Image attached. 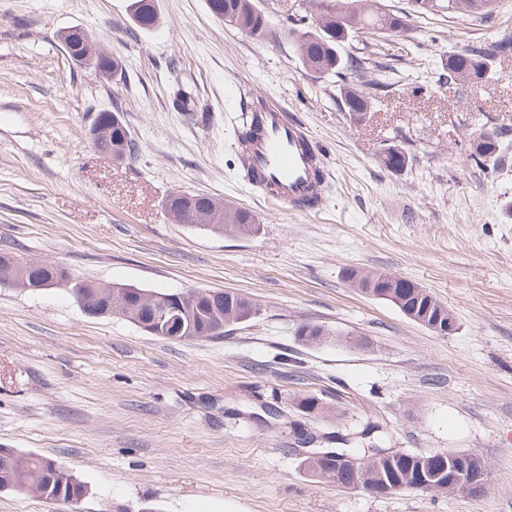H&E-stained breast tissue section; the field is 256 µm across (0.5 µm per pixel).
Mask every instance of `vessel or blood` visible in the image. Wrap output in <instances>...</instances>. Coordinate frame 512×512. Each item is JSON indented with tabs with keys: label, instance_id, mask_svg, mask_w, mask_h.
Masks as SVG:
<instances>
[{
	"label": "vessel or blood",
	"instance_id": "b4317fda",
	"mask_svg": "<svg viewBox=\"0 0 512 512\" xmlns=\"http://www.w3.org/2000/svg\"><path fill=\"white\" fill-rule=\"evenodd\" d=\"M258 118L263 133L246 147L247 167L262 178L261 191L268 201L293 212L309 211V198L327 176L322 152L285 108L268 106Z\"/></svg>",
	"mask_w": 512,
	"mask_h": 512
}]
</instances>
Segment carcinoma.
<instances>
[{
	"instance_id": "cac0c4a2",
	"label": "carcinoma",
	"mask_w": 512,
	"mask_h": 512,
	"mask_svg": "<svg viewBox=\"0 0 512 512\" xmlns=\"http://www.w3.org/2000/svg\"><path fill=\"white\" fill-rule=\"evenodd\" d=\"M413 12L427 14L449 13L467 18L472 22H484L496 8L495 0H409ZM307 14L300 16L301 29L293 30L296 51L302 64L316 74H329L344 83L339 88L340 105L356 123L367 118L369 107L378 92L390 87L384 77L364 81L366 59L343 56L341 49L351 38L359 35L373 36L377 33L388 36H401L408 29L409 14L373 10L368 0H307ZM210 12L228 26L246 31L262 38L269 32V22L254 0H208ZM129 10L134 23L141 29H150L158 22L155 0H130ZM512 55V33L505 32L492 41L465 45L448 55L442 78L446 84L477 82L491 72L493 64ZM173 106L192 118L196 115L198 103L195 97L185 90L178 93ZM102 117L105 133L93 142L95 150L106 156L117 153L132 159L137 153V144L130 129L119 128L110 123L106 111L98 112ZM261 127L252 114L242 118L238 137L245 144L257 139ZM508 130L500 127L481 130L483 142L471 147L468 159L480 169L489 165L497 167L508 162L512 144L506 140ZM409 161L406 153L396 145H390L383 152L384 165L392 170L403 169ZM165 211L172 224L195 226H220L224 232L237 235H251L258 230L254 214L240 207L224 204L217 199L199 193L177 192L169 195ZM349 278L359 288L372 290L373 296L387 297V301L400 300L403 305L416 306L423 310L429 306L426 296L416 293L418 285L402 280L391 284L392 274L387 272L365 273L353 270ZM69 287L79 307L94 305L103 301L102 293L112 292V297L129 296L124 302V313L138 312L151 315L156 303L174 292L146 291L140 288H127L123 284H106L89 277H75V282L61 281ZM258 312L257 304L250 298L239 295H216L214 289H201L191 306V318L199 330L201 338H219L224 335L221 323L230 316L236 319L251 320ZM301 341L317 346L327 341L329 333L324 327L305 324L298 330ZM333 453L346 449L360 458L366 457L369 448H382L385 444L384 432L380 425L372 424L360 431L344 435L336 440ZM56 460L38 455H23L11 448L0 450V490L33 492L51 502H68L69 496L81 501L87 494L86 485L73 473L65 476L56 474L51 466ZM419 466L418 455L405 450H395L391 457L379 460L369 469L368 480L376 482L382 478L395 482L414 480Z\"/></svg>"
}]
</instances>
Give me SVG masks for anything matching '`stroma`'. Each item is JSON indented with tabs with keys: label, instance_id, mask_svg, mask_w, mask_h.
<instances>
[{
	"label": "stroma",
	"instance_id": "35a3bbf8",
	"mask_svg": "<svg viewBox=\"0 0 512 512\" xmlns=\"http://www.w3.org/2000/svg\"><path fill=\"white\" fill-rule=\"evenodd\" d=\"M254 2L263 39L207 0H156L151 29L128 0H0V249L103 283L232 290L260 307L223 338L179 342L87 316L64 287H0V448L52 457L88 489L72 506L3 490L0 512H512V167L467 160L475 131L512 125V57L466 91L438 82L458 46L512 29V0L479 25L411 14L405 36L382 42L395 83L360 124L335 77L300 62L295 0ZM75 27L121 62V80L71 61L59 35ZM182 85L195 117L173 107ZM259 100L286 106L327 160L330 190L310 212L269 205L244 175L236 115ZM103 109L122 112L134 159L94 150L87 126ZM392 144L410 158L403 170L381 162ZM175 192L244 207L260 229L169 223ZM352 268L418 284L455 332L352 288ZM305 324L328 342L302 343ZM307 396L327 411H302ZM265 401L278 415L262 423ZM368 422L389 448L481 459L484 493L378 497L306 475L295 426ZM406 311L409 314V318L423 324L425 327H427L428 329L435 333H438L439 335H449L455 331L456 324L454 322L453 317L448 312V308L446 306H444V311H447L448 313L447 320L443 319V314L439 310L436 311V313L431 319H429V312H423L418 314L416 309H406ZM424 317L425 319H423Z\"/></svg>",
	"mask_w": 512,
	"mask_h": 512
}]
</instances>
